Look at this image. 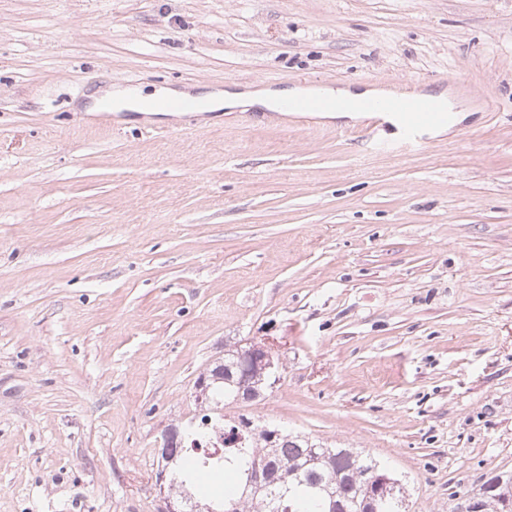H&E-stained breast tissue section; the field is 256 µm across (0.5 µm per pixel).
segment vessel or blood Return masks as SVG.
<instances>
[{
    "mask_svg": "<svg viewBox=\"0 0 512 512\" xmlns=\"http://www.w3.org/2000/svg\"><path fill=\"white\" fill-rule=\"evenodd\" d=\"M365 108L371 119L362 135L363 145L399 157L430 148V129L446 119L445 113L437 111L429 102L399 87L387 97L366 103ZM386 125L396 128V136L387 139L376 137V128Z\"/></svg>",
    "mask_w": 512,
    "mask_h": 512,
    "instance_id": "vessel-or-blood-1",
    "label": "vessel or blood"
}]
</instances>
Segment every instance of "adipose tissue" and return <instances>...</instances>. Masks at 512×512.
Listing matches in <instances>:
<instances>
[{"instance_id": "1", "label": "adipose tissue", "mask_w": 512, "mask_h": 512, "mask_svg": "<svg viewBox=\"0 0 512 512\" xmlns=\"http://www.w3.org/2000/svg\"><path fill=\"white\" fill-rule=\"evenodd\" d=\"M308 94V89L298 87L286 90L261 88L247 92L226 89L198 94L196 100L200 111L203 112H219L222 110L234 112L248 109L274 112L287 102L308 96ZM181 95V90L173 88L162 89L155 94H145L134 89L112 86L96 90L91 96L87 109L91 112L96 111L98 102L108 101L111 102L112 109L116 112L147 113L156 111L158 98L177 99Z\"/></svg>"}]
</instances>
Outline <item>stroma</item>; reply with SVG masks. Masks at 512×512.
<instances>
[{
  "label": "stroma",
  "instance_id": "stroma-1",
  "mask_svg": "<svg viewBox=\"0 0 512 512\" xmlns=\"http://www.w3.org/2000/svg\"><path fill=\"white\" fill-rule=\"evenodd\" d=\"M447 92L408 158L367 118L82 111L109 85ZM355 448L407 512L512 474V0H0V512H160L200 372Z\"/></svg>",
  "mask_w": 512,
  "mask_h": 512
}]
</instances>
